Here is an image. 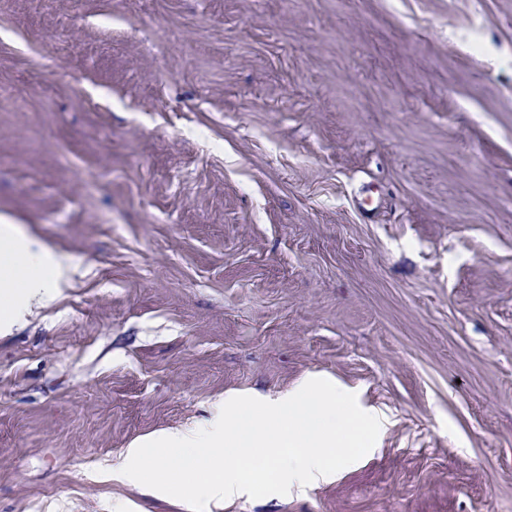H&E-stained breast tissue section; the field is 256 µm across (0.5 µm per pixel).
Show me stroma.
<instances>
[{"instance_id": "stroma-1", "label": "stroma", "mask_w": 512, "mask_h": 512, "mask_svg": "<svg viewBox=\"0 0 512 512\" xmlns=\"http://www.w3.org/2000/svg\"><path fill=\"white\" fill-rule=\"evenodd\" d=\"M0 216L79 268L0 334V512L309 374L388 419L205 512H512V0H0Z\"/></svg>"}]
</instances>
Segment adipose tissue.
Masks as SVG:
<instances>
[{"mask_svg": "<svg viewBox=\"0 0 512 512\" xmlns=\"http://www.w3.org/2000/svg\"><path fill=\"white\" fill-rule=\"evenodd\" d=\"M72 272L68 257L0 218V334L21 319L27 306L42 303L65 287Z\"/></svg>", "mask_w": 512, "mask_h": 512, "instance_id": "obj_1", "label": "adipose tissue"}]
</instances>
